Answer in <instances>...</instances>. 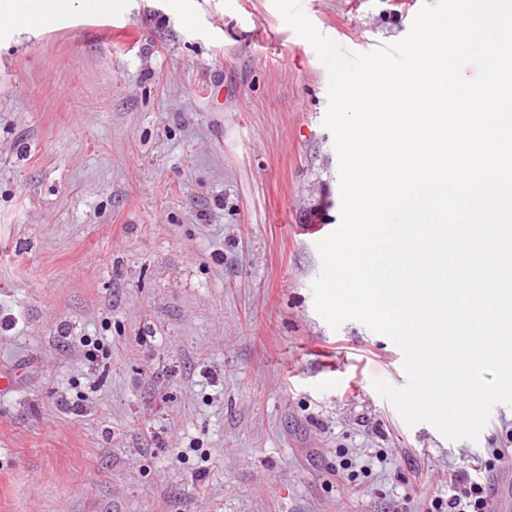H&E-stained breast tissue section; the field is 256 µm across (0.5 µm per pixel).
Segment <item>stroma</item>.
<instances>
[{"label":"stroma","instance_id":"35a3bbf8","mask_svg":"<svg viewBox=\"0 0 512 512\" xmlns=\"http://www.w3.org/2000/svg\"><path fill=\"white\" fill-rule=\"evenodd\" d=\"M0 27V512H429L486 464L372 381L403 354L316 312L341 221L330 74L273 0H112ZM434 0H301L341 52Z\"/></svg>","mask_w":512,"mask_h":512}]
</instances>
